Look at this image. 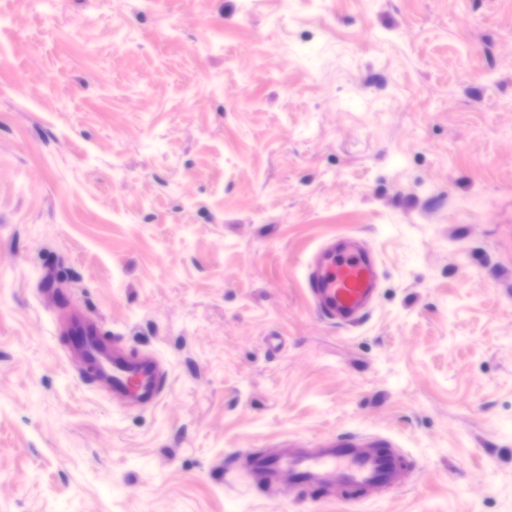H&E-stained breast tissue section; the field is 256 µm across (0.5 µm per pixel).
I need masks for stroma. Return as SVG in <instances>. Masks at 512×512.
<instances>
[{"label":"stroma","mask_w":512,"mask_h":512,"mask_svg":"<svg viewBox=\"0 0 512 512\" xmlns=\"http://www.w3.org/2000/svg\"><path fill=\"white\" fill-rule=\"evenodd\" d=\"M348 232L346 331L302 265ZM69 309L157 406L82 379ZM345 433L400 485L239 461ZM0 512H512V0H0ZM378 257L352 234L322 243L305 264L304 284L317 313L344 327L372 309L379 287ZM57 330L67 336L70 354H78L94 371L95 381L106 378L113 396L125 397L143 406L156 405L162 396L166 375L152 357L129 355L112 338L102 336L97 323L83 314L66 311L57 317Z\"/></svg>","instance_id":"35a3bbf8"}]
</instances>
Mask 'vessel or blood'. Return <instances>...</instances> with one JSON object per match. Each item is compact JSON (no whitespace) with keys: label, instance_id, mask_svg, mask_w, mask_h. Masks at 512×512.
Instances as JSON below:
<instances>
[{"label":"vessel or blood","instance_id":"obj_1","mask_svg":"<svg viewBox=\"0 0 512 512\" xmlns=\"http://www.w3.org/2000/svg\"><path fill=\"white\" fill-rule=\"evenodd\" d=\"M378 257L358 237L343 233L322 243L305 264L304 284L317 313L344 327L358 325L372 309L379 287ZM56 330L68 339L70 353L90 365L95 378L107 379L113 395L143 406L157 404L166 375L151 357L129 355L112 338L101 335L97 323L64 312ZM248 467L258 486L270 485L289 470L297 485L330 491L337 481L362 489L385 488L396 480L390 441L363 440L350 434L326 437L317 451L250 454Z\"/></svg>","mask_w":512,"mask_h":512}]
</instances>
